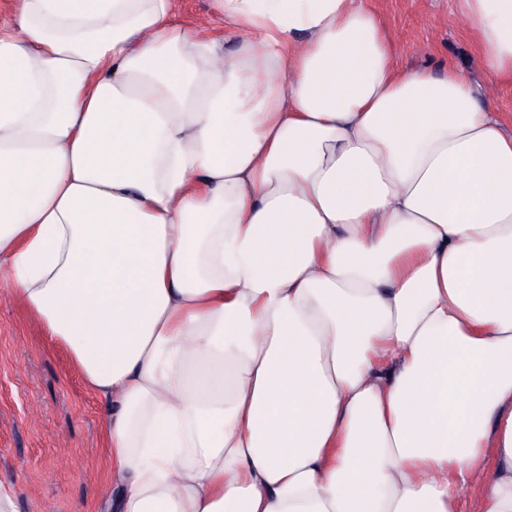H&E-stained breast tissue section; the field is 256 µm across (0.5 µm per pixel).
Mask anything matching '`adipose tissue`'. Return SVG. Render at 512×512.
<instances>
[{"label":"adipose tissue","instance_id":"ef3b65f1","mask_svg":"<svg viewBox=\"0 0 512 512\" xmlns=\"http://www.w3.org/2000/svg\"><path fill=\"white\" fill-rule=\"evenodd\" d=\"M15 0L0 296L105 401L115 512H512V0L488 78L370 0ZM176 19L206 34H220L223 24L215 0H179ZM493 108L498 112L504 128L508 132H512V81L503 85L501 92L492 104Z\"/></svg>","mask_w":512,"mask_h":512}]
</instances>
